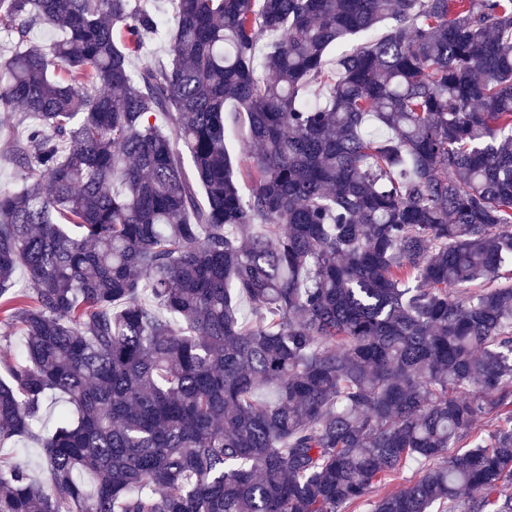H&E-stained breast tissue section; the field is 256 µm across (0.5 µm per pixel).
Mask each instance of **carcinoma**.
Listing matches in <instances>:
<instances>
[{"instance_id":"cac0c4a2","label":"carcinoma","mask_w":512,"mask_h":512,"mask_svg":"<svg viewBox=\"0 0 512 512\" xmlns=\"http://www.w3.org/2000/svg\"><path fill=\"white\" fill-rule=\"evenodd\" d=\"M147 2L0 0V512H512V0ZM19 113L0 112V188L17 190L22 185L20 172L5 150L6 141L12 137L19 124ZM0 457L12 459L25 465L37 478L48 481L42 467V448L33 442L11 440L0 445ZM421 471L419 464L413 461L408 462L406 467L403 468L400 473L399 478L388 481L386 485L379 488L377 492L371 493L369 498L363 503H360L358 506L352 505L345 512H371L370 509L372 501L385 493H392L401 490L409 481L416 480L421 475Z\"/></svg>"}]
</instances>
